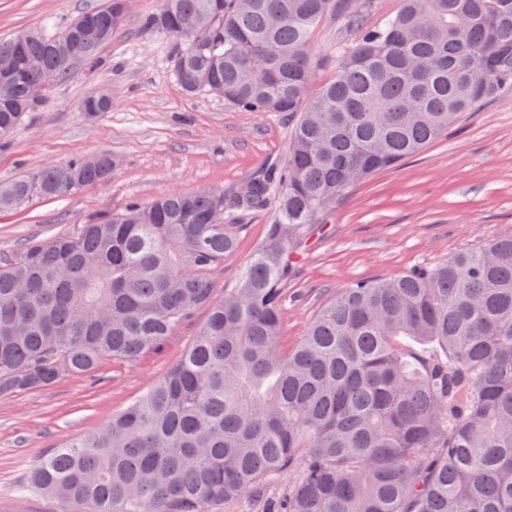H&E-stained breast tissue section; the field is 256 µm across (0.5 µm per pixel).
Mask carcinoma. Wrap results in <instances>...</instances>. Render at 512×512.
<instances>
[{
    "instance_id": "carcinoma-1",
    "label": "carcinoma",
    "mask_w": 512,
    "mask_h": 512,
    "mask_svg": "<svg viewBox=\"0 0 512 512\" xmlns=\"http://www.w3.org/2000/svg\"><path fill=\"white\" fill-rule=\"evenodd\" d=\"M105 0L62 29L0 39V138L31 89L93 61L123 26ZM161 0L186 93L288 119L283 155L227 190L160 194L0 255V396L163 352L207 319L125 410L45 455L28 489L63 512H213L288 475L271 512H512V229L452 258L336 291L291 345L288 275L350 187L421 154L512 90V0ZM327 21L346 33L311 53ZM207 39L187 44L194 28ZM332 78L309 94L315 68ZM99 153L0 184V210L112 173ZM264 238L224 297L244 217Z\"/></svg>"
}]
</instances>
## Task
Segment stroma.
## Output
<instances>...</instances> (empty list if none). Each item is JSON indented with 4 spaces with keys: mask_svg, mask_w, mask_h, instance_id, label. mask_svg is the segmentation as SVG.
I'll use <instances>...</instances> for the list:
<instances>
[{
    "mask_svg": "<svg viewBox=\"0 0 512 512\" xmlns=\"http://www.w3.org/2000/svg\"><path fill=\"white\" fill-rule=\"evenodd\" d=\"M103 2L0 0V35L48 21L59 27ZM160 5L129 0L125 25L102 48L98 64L76 65L68 81L46 91L35 111L0 139V183L89 154L106 152L116 161L102 185L0 211V253L72 231L135 200L234 187L285 151L286 120L186 94L171 66L178 41L142 28ZM98 90L109 93L112 109L87 117L81 103ZM266 222L263 214L248 218L238 250L216 277L215 298L234 282ZM328 227L288 278L289 339L301 336L330 291L442 261L512 228V91L467 113L421 155L352 188ZM206 318V310H197L163 353L133 363L107 359L93 376L0 397V512H61L58 502L22 491L34 464L144 394Z\"/></svg>",
    "mask_w": 512,
    "mask_h": 512,
    "instance_id": "35a3bbf8",
    "label": "stroma"
}]
</instances>
